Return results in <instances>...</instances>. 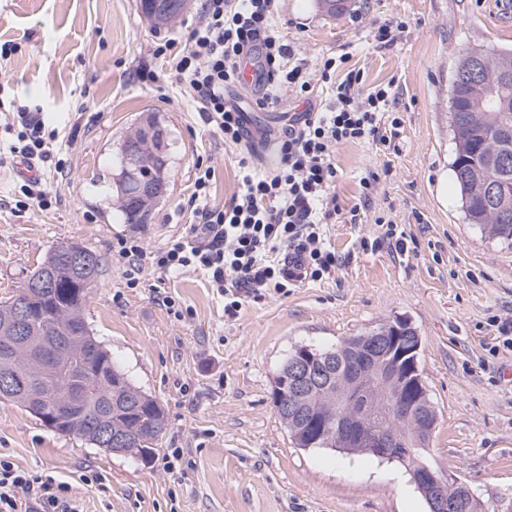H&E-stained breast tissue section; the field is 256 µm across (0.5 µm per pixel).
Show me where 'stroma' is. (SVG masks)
I'll use <instances>...</instances> for the list:
<instances>
[{
  "label": "stroma",
  "instance_id": "stroma-1",
  "mask_svg": "<svg viewBox=\"0 0 512 512\" xmlns=\"http://www.w3.org/2000/svg\"><path fill=\"white\" fill-rule=\"evenodd\" d=\"M204 0L161 35L147 33L137 0H0V103L40 113L58 131L57 159L40 164L48 195L25 204L16 135L0 126V303L47 252L77 242L101 260L86 304L94 336L129 381L154 397L166 426L149 461L115 455L58 434L0 400V455L66 482L75 512H428L404 470L366 455L301 448L272 389L299 345L331 348L379 325L407 320L421 338L420 367L438 415L430 458L479 497L486 512H512V364L498 328L512 319V246L465 223L451 162L449 80L461 51L512 46V0H276L280 35L315 64L346 52L365 86L390 85L398 151L339 145L336 195L358 209L363 179L370 208L330 225L336 266L323 280L245 303L236 317L206 274L142 271L130 279L123 241L164 248L193 222L188 200L197 161L212 163L209 202L240 186L231 148L206 129L198 103L170 83L145 86L135 73L164 69L156 38L187 39ZM404 30L390 47L373 30ZM227 98L260 133L305 111L285 92L270 112L254 109L253 86ZM144 112L164 115L172 140L170 186L147 224L123 223L114 207L112 158ZM406 234L407 254L374 246L380 222ZM102 474L88 485L84 476Z\"/></svg>",
  "mask_w": 512,
  "mask_h": 512
}]
</instances>
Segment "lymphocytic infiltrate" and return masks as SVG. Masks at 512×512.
Here are the masks:
<instances>
[{
	"label": "lymphocytic infiltrate",
	"instance_id": "obj_1",
	"mask_svg": "<svg viewBox=\"0 0 512 512\" xmlns=\"http://www.w3.org/2000/svg\"><path fill=\"white\" fill-rule=\"evenodd\" d=\"M275 12V0H205L201 21L185 43L156 42L155 56L168 65L164 76L188 87L204 124L225 145L238 148L242 183L228 204L209 205L214 170L197 167L190 197L195 222L189 232L158 251L132 241L119 252L133 273L147 267L202 270L223 295L229 316L237 314L245 298L321 280L335 267L328 226L341 214L334 192L336 148L363 141L388 151L397 135L384 121L390 87L363 89L360 71L351 68L336 78L338 65L349 60L345 53L324 59L314 71L295 62L293 47L276 32ZM247 56L257 61L263 82L258 109L275 108L285 90L306 100L316 88L329 92L325 107L297 113L275 133L278 162L268 173L257 167L247 113L224 97L226 87L238 83L239 63ZM164 76L145 67L138 72L145 84H157ZM17 118L22 130L11 152L49 161L56 131L27 110H18ZM69 491L67 483L0 457V512H70Z\"/></svg>",
	"mask_w": 512,
	"mask_h": 512
}]
</instances>
